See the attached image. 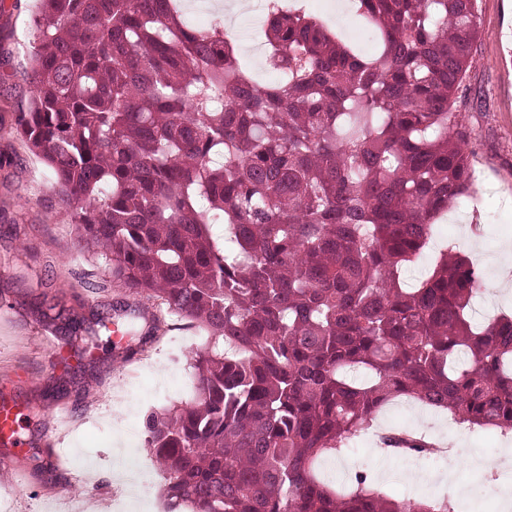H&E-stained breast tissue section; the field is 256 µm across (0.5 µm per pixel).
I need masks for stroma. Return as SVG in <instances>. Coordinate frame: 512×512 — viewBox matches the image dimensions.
I'll return each mask as SVG.
<instances>
[{
  "label": "stroma",
  "mask_w": 512,
  "mask_h": 512,
  "mask_svg": "<svg viewBox=\"0 0 512 512\" xmlns=\"http://www.w3.org/2000/svg\"><path fill=\"white\" fill-rule=\"evenodd\" d=\"M37 7V0H0L1 116L21 111L31 95L26 70ZM479 10L478 37L453 109L468 132L465 151L480 212L493 220L468 214L453 225L441 218L451 234L435 235L433 247L404 277L411 282L427 273L449 246L472 256L485 279L473 320L483 324L512 312V265L496 263L500 243L512 241V0H479ZM49 181L43 161L9 128L0 129V387L31 408L20 425L24 453L11 475H0V493L9 497L11 512H116L122 498L126 512H156L163 480L147 448L139 443L133 450L151 482L146 499L127 498L115 479L116 451L127 428L142 430L147 410L191 400V358L205 338L194 329L172 330L180 342L172 366L163 340L130 360L102 329L88 345H71L62 321L44 317L49 306L87 318L119 302L138 313L149 304L118 288L91 289L93 263L76 249L71 211ZM402 427L434 439L452 436L464 465L452 472L416 457L383 455L377 433ZM54 447L69 453L72 465L47 468L43 456ZM508 448L512 433L460 424L399 398L380 410L351 452L318 460L314 472L345 492L355 472L365 470L375 485L416 501H435L462 487L471 512H503L504 502L490 504L485 492Z\"/></svg>",
  "instance_id": "1"
}]
</instances>
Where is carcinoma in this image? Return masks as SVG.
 Masks as SVG:
<instances>
[{
  "label": "carcinoma",
  "mask_w": 512,
  "mask_h": 512,
  "mask_svg": "<svg viewBox=\"0 0 512 512\" xmlns=\"http://www.w3.org/2000/svg\"><path fill=\"white\" fill-rule=\"evenodd\" d=\"M364 55L269 0V84L178 0H41L14 131L73 207L105 283L205 332L192 402L143 418L166 512H457L316 479L398 397L512 433V316L472 325L480 272L433 225L475 192L452 111L479 0H354ZM166 325L126 351H145ZM386 447L412 456L408 432Z\"/></svg>",
  "instance_id": "cac0c4a2"
}]
</instances>
